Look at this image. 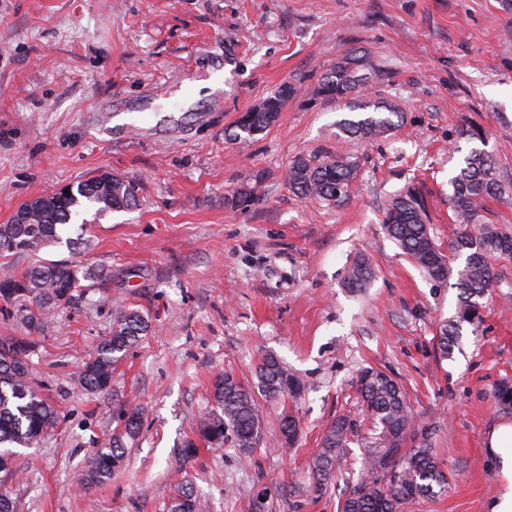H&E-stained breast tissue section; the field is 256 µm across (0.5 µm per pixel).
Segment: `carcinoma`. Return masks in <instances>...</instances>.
<instances>
[{"mask_svg":"<svg viewBox=\"0 0 512 512\" xmlns=\"http://www.w3.org/2000/svg\"><path fill=\"white\" fill-rule=\"evenodd\" d=\"M374 68L363 57L349 53L323 75L318 92L354 112L372 109L367 116H353L339 121L340 131L352 140L383 137L398 126L395 107L384 102H367L359 93L369 83ZM295 94L290 85L281 86L261 105L244 113L237 122L235 137L247 140L268 130L278 119L288 99ZM359 164L351 155L297 157L288 166L287 181L298 197L342 204L350 195ZM132 181L110 173L93 176L76 185L66 196L49 195L46 207H25L23 221L0 225V252L33 253L49 242L73 244L86 231V222L78 224L76 237L62 234L72 230L82 212L94 210L101 216L112 210L136 205L137 194L127 192ZM448 201L452 221L457 224L455 250L465 254L464 264L453 265V259L441 253L429 231L424 205L411 189L392 198L384 210L385 232L432 281L455 280L459 290L455 315L444 321L437 345L448 356L458 344L463 325H478L480 299L493 287L494 274L490 258L512 257V234L483 221L484 203L512 193L499 173L495 155L473 148L464 156L456 174L449 180ZM253 192L237 190L224 196V206L237 210L247 206ZM374 269L364 255L357 256L345 277L344 286L355 293L367 288ZM109 274H98L67 263L35 265L20 275H0V300L24 312L27 326L35 330L42 319L61 305L83 298L85 280H105ZM149 319L141 312L120 308L116 311L110 336L102 339L84 363L81 380L90 392H103L111 387L112 365L149 331ZM32 352L23 339L0 340V445L15 443L33 447L41 443L58 422L55 409L33 384L29 371ZM256 386L245 384L229 373L215 378L212 384L211 412L197 424L195 435L215 448L229 441L245 458L265 443L263 418L257 408L255 390L271 398L297 397L304 386L272 354L262 357L256 371ZM357 390L370 422L365 437L364 454L352 490L341 502V512H403L406 505L443 494L448 478L433 452L425 444L407 447L414 429L413 414L406 395L387 373L366 368L359 373ZM143 409L124 411V431L115 434L97 448L87 464V483L96 485L112 475L125 456V439L140 430ZM353 422L338 416L326 428L321 446L312 458L310 488L322 494L343 476L341 463L344 448L350 443ZM283 445L293 446L298 437L294 417L281 419ZM203 504L191 489L177 486L169 512H202Z\"/></svg>","mask_w":512,"mask_h":512,"instance_id":"cac0c4a2","label":"carcinoma"}]
</instances>
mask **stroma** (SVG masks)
<instances>
[{
  "label": "stroma",
  "instance_id": "1",
  "mask_svg": "<svg viewBox=\"0 0 512 512\" xmlns=\"http://www.w3.org/2000/svg\"><path fill=\"white\" fill-rule=\"evenodd\" d=\"M349 53L381 70L362 96L402 114L391 136L355 146L337 128L348 110L318 92ZM216 72L223 88L198 92ZM284 84L297 92L278 121L235 139L238 117ZM469 125L487 132L512 181V0H0V224L105 172L133 181L139 199L94 222L81 244L0 255V272L69 260L112 274L37 331L20 311L0 314V337L31 342V376L59 414L0 472L15 512H167L179 482L203 512H253L261 492L265 512H339L346 483L310 493L308 463L337 416L367 433L356 387L366 367L403 387L416 437L448 476L446 493L405 512H487L502 483L487 437L512 423L497 398L512 384V259L493 260L479 326H464L444 357L436 336L458 290L426 278L381 224L389 197L414 190L441 252L453 254L448 180L472 148L458 136ZM350 149L361 167L343 205L289 190L294 158ZM239 189L253 202L226 209ZM360 252L377 276L357 295L342 282ZM120 305L152 329L115 363L110 391L92 394L80 367ZM267 354L302 379V399L259 398L266 442L250 459L228 443L177 464L215 376L253 381ZM124 405L145 411L126 461L83 488ZM284 411L299 421L288 451Z\"/></svg>",
  "mask_w": 512,
  "mask_h": 512
}]
</instances>
